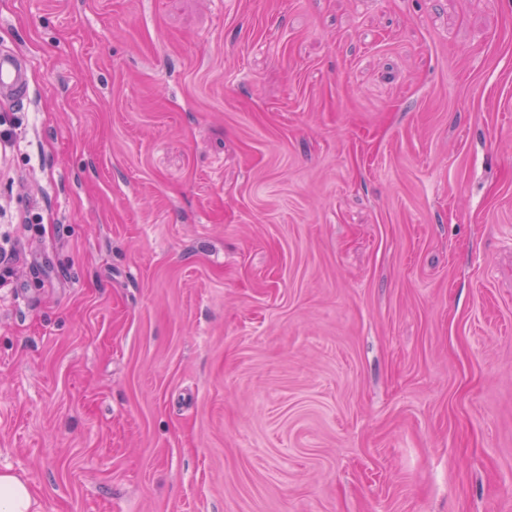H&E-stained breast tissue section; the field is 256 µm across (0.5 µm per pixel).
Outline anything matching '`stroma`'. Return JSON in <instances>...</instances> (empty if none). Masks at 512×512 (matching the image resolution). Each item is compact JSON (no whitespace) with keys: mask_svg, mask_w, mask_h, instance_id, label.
Returning <instances> with one entry per match:
<instances>
[{"mask_svg":"<svg viewBox=\"0 0 512 512\" xmlns=\"http://www.w3.org/2000/svg\"><path fill=\"white\" fill-rule=\"evenodd\" d=\"M1 48L38 512H512V0H0ZM27 63L16 53L0 50V99L12 101L27 93Z\"/></svg>","mask_w":512,"mask_h":512,"instance_id":"stroma-1","label":"stroma"}]
</instances>
